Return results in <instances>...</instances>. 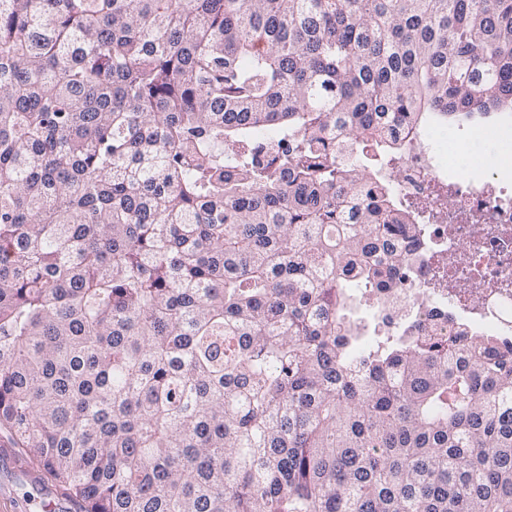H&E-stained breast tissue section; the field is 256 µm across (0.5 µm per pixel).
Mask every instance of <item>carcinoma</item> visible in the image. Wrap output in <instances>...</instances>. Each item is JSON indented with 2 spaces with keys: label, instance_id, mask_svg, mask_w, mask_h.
<instances>
[{
  "label": "carcinoma",
  "instance_id": "obj_1",
  "mask_svg": "<svg viewBox=\"0 0 512 512\" xmlns=\"http://www.w3.org/2000/svg\"><path fill=\"white\" fill-rule=\"evenodd\" d=\"M512 111V0H0V431L80 512H512V346L384 328L386 165Z\"/></svg>",
  "mask_w": 512,
  "mask_h": 512
}]
</instances>
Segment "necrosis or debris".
Here are the masks:
<instances>
[{
  "label": "necrosis or debris",
  "mask_w": 512,
  "mask_h": 512,
  "mask_svg": "<svg viewBox=\"0 0 512 512\" xmlns=\"http://www.w3.org/2000/svg\"><path fill=\"white\" fill-rule=\"evenodd\" d=\"M466 168L459 138L433 128L426 145L390 163L400 198L421 211L422 252L402 285L374 289L370 303L388 328L416 335H455L459 324L485 336L512 337V179L492 169L483 178H443L441 163Z\"/></svg>",
  "instance_id": "obj_1"
}]
</instances>
